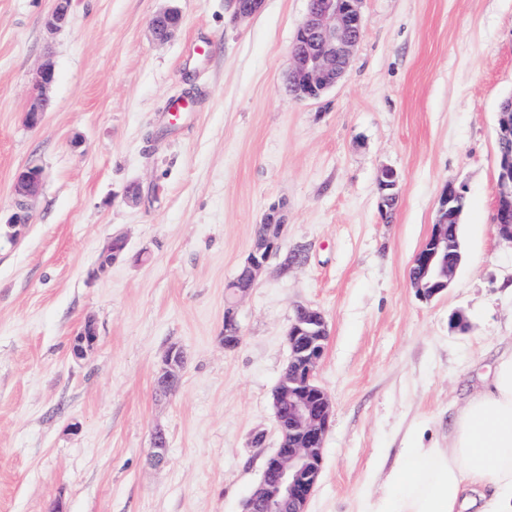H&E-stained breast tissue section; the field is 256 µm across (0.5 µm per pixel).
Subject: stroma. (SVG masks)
Listing matches in <instances>:
<instances>
[{
  "label": "stroma",
  "instance_id": "1",
  "mask_svg": "<svg viewBox=\"0 0 512 512\" xmlns=\"http://www.w3.org/2000/svg\"><path fill=\"white\" fill-rule=\"evenodd\" d=\"M52 7L0 0L1 221L16 172L44 170L28 224L0 238V512H243L279 446L273 390L300 305L327 319L317 380L334 401L307 512H359L411 434L447 437L512 348V245L494 224L512 0H364L344 78L313 101L287 90L307 0H264L241 21L228 0H74L53 36ZM167 7L181 25L159 43L149 21ZM203 41L211 51L192 53ZM47 57L51 107L32 129ZM174 98L187 101L176 117ZM385 166L400 175L389 220ZM450 185L467 196L464 260L425 302L407 270ZM273 206L282 252L305 259L285 272L271 260L228 350L224 290ZM115 236L126 253L97 274ZM89 319L98 344L77 360L70 342ZM173 346L186 365L162 397ZM159 428L168 459L155 466ZM56 79L55 65L46 59L35 73L32 85L33 102L26 112V123L31 128L41 125L45 112L48 111L51 100L49 90Z\"/></svg>",
  "mask_w": 512,
  "mask_h": 512
}]
</instances>
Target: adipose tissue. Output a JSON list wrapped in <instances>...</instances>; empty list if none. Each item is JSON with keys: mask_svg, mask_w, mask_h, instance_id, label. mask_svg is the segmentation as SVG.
Segmentation results:
<instances>
[{"mask_svg": "<svg viewBox=\"0 0 512 512\" xmlns=\"http://www.w3.org/2000/svg\"><path fill=\"white\" fill-rule=\"evenodd\" d=\"M361 512H512V350L459 411L447 444L415 437Z\"/></svg>", "mask_w": 512, "mask_h": 512, "instance_id": "ef3b65f1", "label": "adipose tissue"}]
</instances>
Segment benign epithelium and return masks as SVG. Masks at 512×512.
<instances>
[{"mask_svg":"<svg viewBox=\"0 0 512 512\" xmlns=\"http://www.w3.org/2000/svg\"><path fill=\"white\" fill-rule=\"evenodd\" d=\"M233 16L245 20L261 7L263 0H231ZM362 0H307L306 14L290 47L288 82L294 96L302 100L320 98L343 78L364 28ZM72 0H54L45 18L47 33L54 34L69 24ZM181 24L178 11L167 8L156 13L149 24L152 37L170 40ZM56 79L55 65L45 60L35 73L33 102L26 112L31 128L41 125L51 100L49 90ZM497 143L502 152L497 160V202L495 224L499 236L512 243V98L501 105L497 118ZM43 168L35 163L18 170L14 180V205L5 224L8 235L16 237L30 220V213L43 182ZM399 176L395 169L380 170V204L398 197ZM465 198L463 188L450 185L443 193L438 217L425 245L416 253L408 270V281L421 299L428 301L449 288L458 268L446 255L454 252L448 223ZM268 229L255 236L252 248L241 266V273L226 289L224 322L227 328L224 348L238 347L243 340L236 306L255 285L269 261L278 256L285 224L277 213L266 217ZM328 339L323 313L311 306L296 309L288 327V365L273 392V409L280 434V445L265 459L262 480L245 503L244 512H307L322 472L324 440L329 429L333 404L329 393L318 383L316 371ZM98 342L93 322L84 323L73 337L71 353L81 359ZM185 365L182 350L172 347L166 353L158 376L173 391ZM167 439L163 430L154 432L150 459L156 465L166 461Z\"/></svg>","mask_w":512,"mask_h":512,"instance_id":"7a95c632","label":"benign epithelium"}]
</instances>
